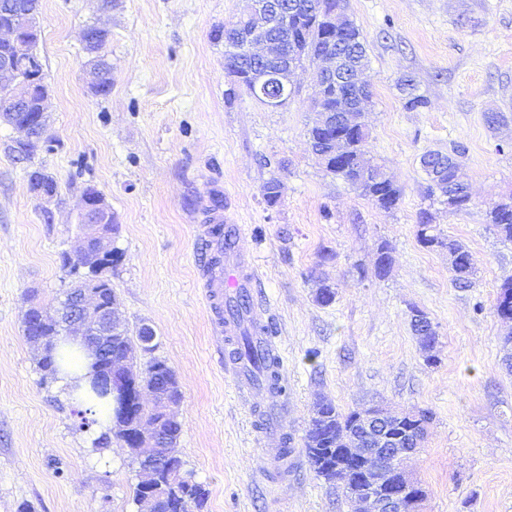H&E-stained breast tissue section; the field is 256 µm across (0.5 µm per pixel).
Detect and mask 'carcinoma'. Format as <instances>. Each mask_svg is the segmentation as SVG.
Here are the masks:
<instances>
[{
	"label": "carcinoma",
	"instance_id": "cac0c4a2",
	"mask_svg": "<svg viewBox=\"0 0 512 512\" xmlns=\"http://www.w3.org/2000/svg\"><path fill=\"white\" fill-rule=\"evenodd\" d=\"M320 7L304 14V21L298 22L293 18L288 26L276 30V38L288 49L294 52V60L301 64L305 61H316L317 56L326 45L324 34L327 31V20L334 11L342 21V28L336 34V45L349 52V62L361 67H368L369 58L365 42L359 29L347 18V0H318ZM21 10L30 26H35L36 15L39 13L40 0H0V12L12 8ZM238 40L224 44V69L231 77L230 87L224 91V98L232 102L239 91L248 90L249 73L258 72L261 64L252 60L248 55L244 41L246 28L237 32ZM99 65L96 93L107 95L112 88V65L105 59L97 61ZM399 89L405 100V107L417 110L426 105L424 96L417 93V86L412 78L400 81ZM356 98L368 99L363 91H355L351 87L340 86L336 93L325 101V107L333 110L334 122L327 126L320 125L321 119H316L308 129V143L311 151L322 161L326 170L336 178L343 180L359 190L361 194L379 208L391 211L399 205L402 190L383 170L382 165L367 156L365 142L368 138L366 124L361 121L363 113H357L359 121L354 127L344 123L343 107ZM34 109L21 106L10 113V125L17 134L13 151L24 154L28 158L37 149L50 146L52 137L46 130L37 129L31 116ZM460 148L456 147L448 153L428 151L420 158V163L428 180L427 197L435 195L443 197V202L453 199L454 212L469 209L471 194L469 188L459 180L457 175V156ZM29 180L47 192L57 188L53 176L43 170L35 169L29 173ZM285 193V185L278 178L267 181L261 195L264 202L274 207L278 205ZM487 223L492 224L506 241L512 242V197L509 196L494 204L486 212ZM419 242L427 247L446 248L452 253L459 254L463 263L456 271V285L460 288L471 286L470 255L458 241L447 239L436 231L433 216L426 210L419 214L417 224ZM123 261V252L114 248L112 260L105 262L93 273L100 285V295L106 304L117 302V295L112 288V277L109 271H117ZM252 307V301L247 294H241L225 304V313L235 318L243 311ZM496 313L501 315L506 311L512 312V279H506L500 285V292L495 306ZM25 338L34 344L44 345V355L39 361L41 381L44 384L54 383L58 379V361L55 355V338L66 333L65 325L59 320L52 319L39 327L33 326V316L25 313ZM155 335L154 329L143 324L138 329L136 337H131L127 328L112 332L106 343L105 354L97 359V369L105 376L110 372L112 359L133 351L134 343L145 342V337ZM233 356L247 360L258 374V380L268 390L277 395L286 392L281 384L278 371L279 360L273 351L260 349L250 336L237 340ZM132 383L143 388L158 387L171 392L176 398H182V393L172 368L163 360L152 359L143 368V374L132 380ZM137 415H129L118 407L112 409V427L100 434L94 442L95 448L102 450L112 445V440H119L126 431L135 425L137 416L161 422L162 450L158 451L159 460L155 461L162 489L155 494L149 512H202L207 500L208 491L204 485L193 480L192 475L183 470V462L177 455V444L181 434V422L178 419H165L156 406H139ZM362 409L356 408L346 413L339 411L335 405L327 401H318L313 406L307 430L304 437V448L308 460L317 477L332 483L336 478V435L355 429L359 422ZM421 425L411 428L404 440L412 445L422 442L425 435V423L432 420L429 410L418 412Z\"/></svg>",
	"mask_w": 512,
	"mask_h": 512
}]
</instances>
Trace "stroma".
I'll use <instances>...</instances> for the list:
<instances>
[{
    "instance_id": "1",
    "label": "stroma",
    "mask_w": 512,
    "mask_h": 512,
    "mask_svg": "<svg viewBox=\"0 0 512 512\" xmlns=\"http://www.w3.org/2000/svg\"><path fill=\"white\" fill-rule=\"evenodd\" d=\"M240 0H41L38 52L49 86L52 150L16 160L13 128L0 122V512H136L129 448L107 462L88 448L77 405L41 383L39 351L22 332L29 304L53 307L71 279L61 256L81 235L87 186L105 196L124 258L112 286L129 331L150 324L152 352L183 391L179 456L209 491L205 512H350L339 485L316 476L303 442L316 401L341 411L381 403L433 413L426 439L405 463L424 488L422 512H512V374L502 366L511 326L495 312L512 278V243L486 212L512 195V129L485 116L512 115V0H348L370 59L366 148L403 191L397 209L376 207L328 174L307 144L315 119L309 68L297 70L288 105L249 95L225 102L229 78L216 27L235 22ZM108 29L112 90L91 88L81 34ZM413 77L426 108L405 107ZM463 146L467 211L429 204L420 157ZM57 183L50 201L28 173ZM283 181L280 204L261 195ZM219 193V212L242 225L238 246L255 266L250 294L281 360L285 395L243 399L214 342L201 286L207 262L199 230ZM469 251L472 285L456 287L447 250L417 237L420 209ZM392 267L377 277V250ZM336 298L315 299L310 272ZM424 310L439 337L433 361L410 326ZM270 417L263 432L260 413ZM290 451L277 452L283 438Z\"/></svg>"
}]
</instances>
